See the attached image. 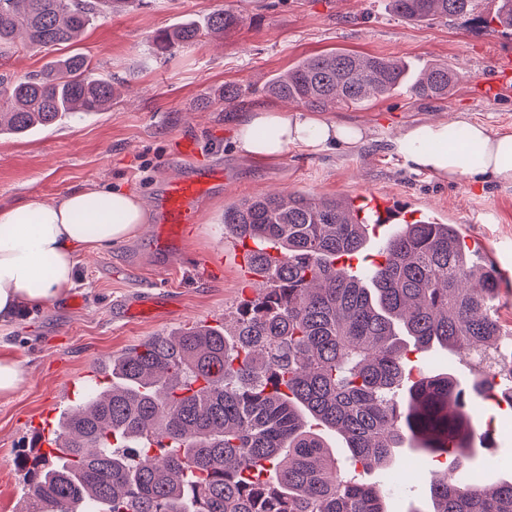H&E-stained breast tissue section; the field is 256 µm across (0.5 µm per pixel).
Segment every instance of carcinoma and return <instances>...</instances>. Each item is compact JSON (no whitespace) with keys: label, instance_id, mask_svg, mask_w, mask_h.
I'll list each match as a JSON object with an SVG mask.
<instances>
[{"label":"carcinoma","instance_id":"obj_1","mask_svg":"<svg viewBox=\"0 0 512 512\" xmlns=\"http://www.w3.org/2000/svg\"><path fill=\"white\" fill-rule=\"evenodd\" d=\"M134 0H0V56L77 39L94 14ZM410 21L466 16L476 0H390ZM487 23L512 28V0ZM242 16L211 12L153 39L161 53L221 38ZM466 79L446 62L418 73L393 57L331 52L306 57L265 93L315 110L349 107L406 87L444 100ZM112 81L87 58L52 61L0 82V134L100 112ZM370 225L343 198L302 192L242 199L224 210V236L248 249L261 278L240 300L232 329L197 323L112 358L105 381L60 413L57 454L14 460L25 471L23 512H387L384 491L345 473L388 472L398 448L442 460L417 470L431 512H512V479L476 482L479 409L512 375V344L493 301L500 281L456 224H398L379 259L351 271ZM476 361L468 388L418 367L431 350ZM344 442L343 457L327 442Z\"/></svg>","mask_w":512,"mask_h":512}]
</instances>
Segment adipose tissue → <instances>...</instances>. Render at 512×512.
<instances>
[{
    "label": "adipose tissue",
    "instance_id": "obj_1",
    "mask_svg": "<svg viewBox=\"0 0 512 512\" xmlns=\"http://www.w3.org/2000/svg\"><path fill=\"white\" fill-rule=\"evenodd\" d=\"M473 151L449 148L445 122L409 124L398 140L411 163L448 181L512 185V133L460 118ZM367 128L315 112L289 115L262 107L243 116L234 141L248 157L267 161L291 146L309 153L354 147L367 140ZM141 197L115 187L83 186L58 201L0 206V326L19 310L39 308L66 296L74 285L80 257L126 241L150 223Z\"/></svg>",
    "mask_w": 512,
    "mask_h": 512
}]
</instances>
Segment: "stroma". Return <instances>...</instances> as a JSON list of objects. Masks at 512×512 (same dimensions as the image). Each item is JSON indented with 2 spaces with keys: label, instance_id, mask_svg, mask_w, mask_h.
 <instances>
[{
  "label": "stroma",
  "instance_id": "stroma-1",
  "mask_svg": "<svg viewBox=\"0 0 512 512\" xmlns=\"http://www.w3.org/2000/svg\"><path fill=\"white\" fill-rule=\"evenodd\" d=\"M224 7L244 17L224 39L154 55L155 34ZM496 9V0H480L474 17L411 22L396 15L389 0H155L151 7L99 15L76 44L0 57V79L17 80L78 53L111 76L115 88L109 110L65 115L21 138L0 135L1 205L30 198L49 203L95 185L139 194L154 210L168 181L217 175L194 204L188 239L163 249L153 225H145L135 238L81 259L79 308L58 299L0 328V344L26 371L15 393L0 396V512H16L23 496L24 474L13 461L25 454L34 420L73 407L69 387L83 388L101 360L148 337L222 322L225 309L240 301L249 279L246 260L224 247V210L240 199L274 190L328 197L376 192L460 225L466 239L497 247L512 261V186L441 181L394 145L411 123L452 125L462 114L512 131V70L497 66L500 57H512V38L481 22ZM331 51L391 56L414 71L444 60L467 79L445 100H417L399 89L332 111L333 119L370 128L362 145L316 155L292 146L279 160L261 163L242 157L233 142L236 121L272 105L262 86L303 58ZM227 84L242 92L228 108L213 100ZM186 138L194 141V153H182ZM141 300L155 301L151 315L119 313L120 305ZM490 414L494 421L476 446L480 459L491 462L485 481L495 483L512 477V407ZM413 464L407 451L399 452V488L386 497L388 512H430L428 491L408 478Z\"/></svg>",
  "mask_w": 512,
  "mask_h": 512
}]
</instances>
